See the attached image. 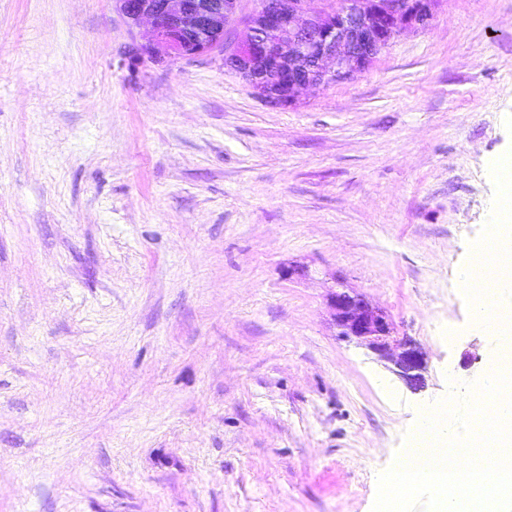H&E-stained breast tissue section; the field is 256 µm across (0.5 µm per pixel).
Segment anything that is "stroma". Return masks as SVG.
I'll return each instance as SVG.
<instances>
[{
	"mask_svg": "<svg viewBox=\"0 0 512 512\" xmlns=\"http://www.w3.org/2000/svg\"><path fill=\"white\" fill-rule=\"evenodd\" d=\"M113 0H0V512H372L483 373L460 287L512 152V0H439L275 107ZM352 288L427 354L340 337Z\"/></svg>",
	"mask_w": 512,
	"mask_h": 512,
	"instance_id": "35a3bbf8",
	"label": "stroma"
}]
</instances>
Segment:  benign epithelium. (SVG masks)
Returning a JSON list of instances; mask_svg holds the SVG:
<instances>
[{"label":"benign epithelium","mask_w":512,"mask_h":512,"mask_svg":"<svg viewBox=\"0 0 512 512\" xmlns=\"http://www.w3.org/2000/svg\"><path fill=\"white\" fill-rule=\"evenodd\" d=\"M128 23L147 21L150 57L183 59L224 47V61L276 107L291 105L306 85L342 82L363 71L404 28H424L440 0H338L306 13L307 0H265L246 37L224 45L236 0H117ZM338 335L365 345L414 392L425 387L426 357L394 335L387 313L351 288L328 298Z\"/></svg>","instance_id":"benign-epithelium-1"}]
</instances>
